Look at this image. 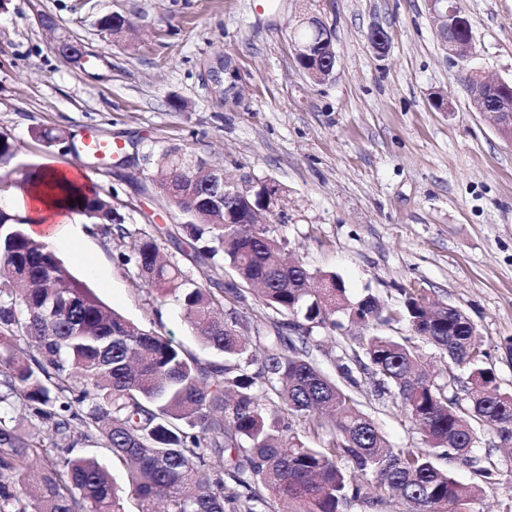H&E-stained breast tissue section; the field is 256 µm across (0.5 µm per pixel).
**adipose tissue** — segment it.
<instances>
[{
    "mask_svg": "<svg viewBox=\"0 0 512 512\" xmlns=\"http://www.w3.org/2000/svg\"><path fill=\"white\" fill-rule=\"evenodd\" d=\"M67 186L72 194L91 192L88 180L79 178L70 169H50L45 181L34 180L19 195L22 210L28 215L29 233L38 239L54 240L61 231H68L72 243H79L81 232L72 221L65 198L56 191L57 186Z\"/></svg>",
    "mask_w": 512,
    "mask_h": 512,
    "instance_id": "adipose-tissue-1",
    "label": "adipose tissue"
}]
</instances>
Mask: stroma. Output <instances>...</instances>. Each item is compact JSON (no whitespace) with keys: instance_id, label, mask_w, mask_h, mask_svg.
I'll use <instances>...</instances> for the list:
<instances>
[{"instance_id":"1","label":"stroma","mask_w":512,"mask_h":512,"mask_svg":"<svg viewBox=\"0 0 512 512\" xmlns=\"http://www.w3.org/2000/svg\"><path fill=\"white\" fill-rule=\"evenodd\" d=\"M486 75L512 80V0H460ZM300 0H6L0 8V159L10 189L0 208L18 214L25 171H86L127 228H159L165 256L185 273L170 231L184 217L147 174L170 146L222 167L277 183L287 197L277 233L313 270L336 273L356 300L372 293L400 304L422 289L464 310L490 352L502 390L512 392V144L469 106L462 70L435 34L426 0H316L336 33V70L313 83L297 66L289 22ZM135 25L121 39L101 30L110 13ZM52 16L48 30L42 16ZM388 32L385 56L368 40ZM63 38L84 58L58 54ZM231 57L239 96L215 95L209 72ZM450 96L436 110V93ZM53 127L63 142L36 138ZM119 144L127 168L76 152L87 134ZM86 263L70 245L51 248L65 269L111 309L153 329L205 364L217 356L193 335L181 305L140 285L123 261L133 238L106 239L80 221ZM360 399L396 448H421L420 432L384 409L363 375ZM477 453L499 471L487 484L455 458L437 463L459 482L479 484L473 512H512V459L495 433L475 429Z\"/></svg>"}]
</instances>
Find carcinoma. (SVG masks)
I'll return each mask as SVG.
<instances>
[{
  "mask_svg": "<svg viewBox=\"0 0 512 512\" xmlns=\"http://www.w3.org/2000/svg\"><path fill=\"white\" fill-rule=\"evenodd\" d=\"M293 41L305 46L296 58L304 72L335 57L331 28L296 31ZM184 155L166 150L153 182L186 217L178 232L201 280L163 259L148 231L123 261L181 303L201 344L224 355L222 364L202 365L109 309L25 223H0V512H126L108 469L75 452L80 438L125 468L140 512H154L158 501L165 512H262L271 508L267 491L297 512H344L368 498L354 474L369 478L368 499L397 495L408 512L473 504L479 486L457 482L436 458H459L480 480H493L495 462L474 453L475 422L512 448V392L500 390L487 367L475 324L422 290L406 294L399 310L373 294L352 301L336 273L313 271L296 257L278 260L286 247L275 234L282 215L266 188L251 189L256 223L245 224L233 205L209 200L207 162L189 172ZM78 199L71 209L101 236L129 235L109 199L97 192ZM228 269V288L207 287ZM248 292L265 308L297 317L296 345L284 344L275 323L265 331L257 373L237 321L217 317L224 294L242 303ZM400 318L467 372L465 397L436 381L412 336L378 331ZM345 320L367 334L342 347L331 377L313 355L314 332L340 329ZM368 371L382 405L404 412L428 450L388 445L353 393L357 375Z\"/></svg>",
  "mask_w": 512,
  "mask_h": 512,
  "instance_id": "obj_1",
  "label": "carcinoma"
}]
</instances>
